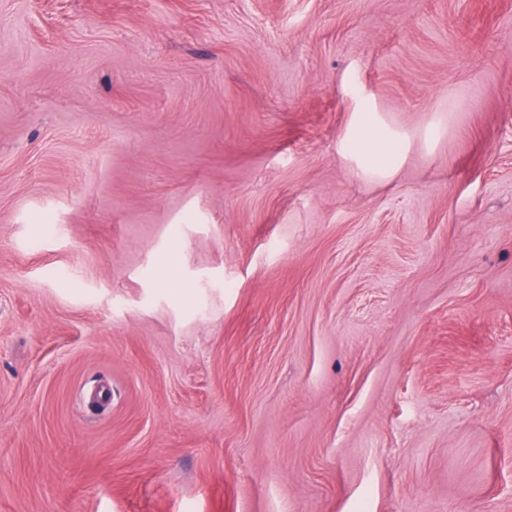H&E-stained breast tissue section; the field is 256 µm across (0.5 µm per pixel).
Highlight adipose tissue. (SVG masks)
I'll return each mask as SVG.
<instances>
[{"instance_id": "1", "label": "adipose tissue", "mask_w": 512, "mask_h": 512, "mask_svg": "<svg viewBox=\"0 0 512 512\" xmlns=\"http://www.w3.org/2000/svg\"><path fill=\"white\" fill-rule=\"evenodd\" d=\"M406 148V136L389 129L365 107L356 112L341 142L343 155L356 164L360 174L378 179L394 174Z\"/></svg>"}]
</instances>
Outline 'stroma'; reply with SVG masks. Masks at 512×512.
Segmentation results:
<instances>
[{
	"label": "stroma",
	"instance_id": "obj_1",
	"mask_svg": "<svg viewBox=\"0 0 512 512\" xmlns=\"http://www.w3.org/2000/svg\"><path fill=\"white\" fill-rule=\"evenodd\" d=\"M0 512H512V0H0ZM375 114L367 107L355 112L341 151L356 164L361 175L387 179L404 157L407 138L389 129Z\"/></svg>",
	"mask_w": 512,
	"mask_h": 512
}]
</instances>
